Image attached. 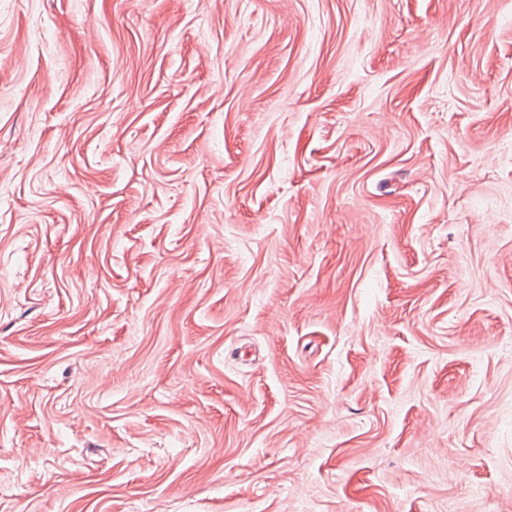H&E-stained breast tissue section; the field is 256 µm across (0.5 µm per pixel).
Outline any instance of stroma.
I'll use <instances>...</instances> for the list:
<instances>
[{
  "mask_svg": "<svg viewBox=\"0 0 512 512\" xmlns=\"http://www.w3.org/2000/svg\"><path fill=\"white\" fill-rule=\"evenodd\" d=\"M512 0H0V512H512Z\"/></svg>",
  "mask_w": 512,
  "mask_h": 512,
  "instance_id": "35a3bbf8",
  "label": "stroma"
}]
</instances>
